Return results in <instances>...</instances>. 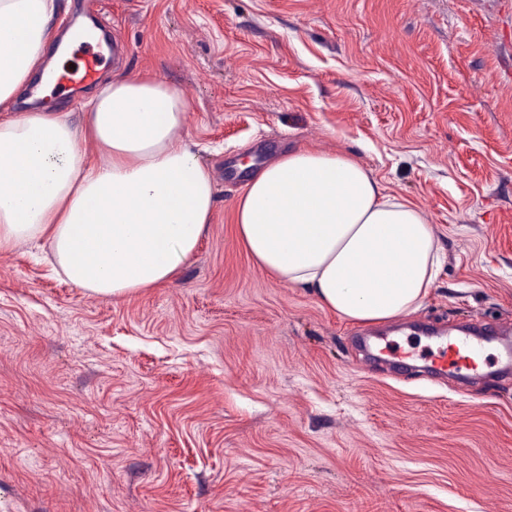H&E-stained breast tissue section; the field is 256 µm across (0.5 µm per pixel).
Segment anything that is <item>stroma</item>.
<instances>
[{"mask_svg":"<svg viewBox=\"0 0 512 512\" xmlns=\"http://www.w3.org/2000/svg\"><path fill=\"white\" fill-rule=\"evenodd\" d=\"M127 47L101 81L187 102L215 191L166 286L107 299L0 253V512H512V377L368 366L359 324L254 264L256 164L351 155L423 208L443 253L383 323H512V0H59Z\"/></svg>","mask_w":512,"mask_h":512,"instance_id":"obj_1","label":"stroma"}]
</instances>
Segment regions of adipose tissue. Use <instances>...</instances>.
I'll use <instances>...</instances> for the list:
<instances>
[{"mask_svg":"<svg viewBox=\"0 0 512 512\" xmlns=\"http://www.w3.org/2000/svg\"><path fill=\"white\" fill-rule=\"evenodd\" d=\"M56 9L0 0V250L47 241L59 272L96 295L162 286L214 212L187 103L163 82L124 78L99 89L79 126L63 112L12 113L55 36ZM234 211L261 269L312 288L344 320L410 314L435 286L441 257L426 213L350 156L286 153L251 176Z\"/></svg>","mask_w":512,"mask_h":512,"instance_id":"1","label":"adipose tissue"}]
</instances>
